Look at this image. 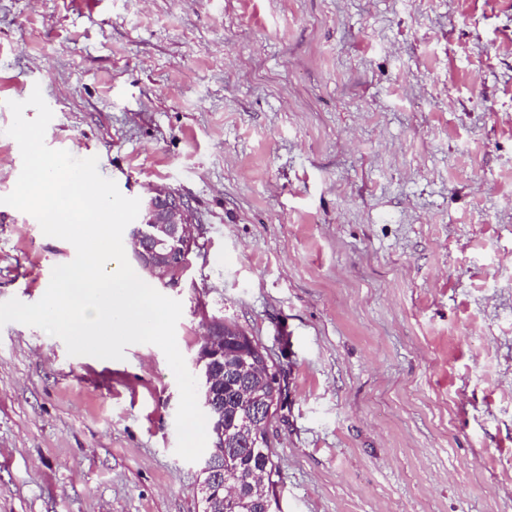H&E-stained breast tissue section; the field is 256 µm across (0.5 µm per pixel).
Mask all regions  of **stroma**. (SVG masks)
Wrapping results in <instances>:
<instances>
[{"instance_id":"stroma-1","label":"stroma","mask_w":512,"mask_h":512,"mask_svg":"<svg viewBox=\"0 0 512 512\" xmlns=\"http://www.w3.org/2000/svg\"><path fill=\"white\" fill-rule=\"evenodd\" d=\"M190 208L198 304L281 374L273 512H512V0H0L10 102ZM73 245L0 201V302ZM163 351L0 327V512H202Z\"/></svg>"}]
</instances>
